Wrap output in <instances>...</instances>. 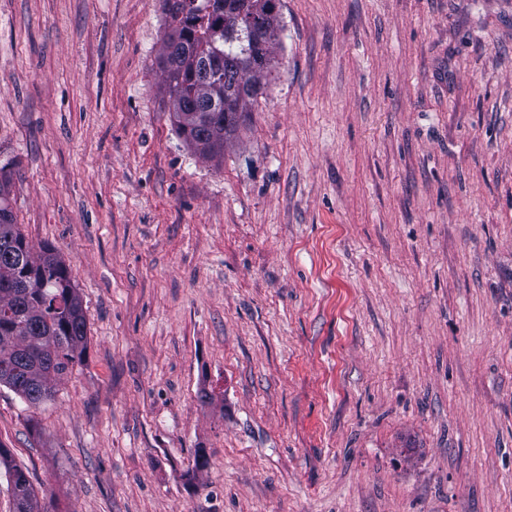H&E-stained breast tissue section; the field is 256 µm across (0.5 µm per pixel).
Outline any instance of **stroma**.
Returning a JSON list of instances; mask_svg holds the SVG:
<instances>
[{"label":"stroma","mask_w":512,"mask_h":512,"mask_svg":"<svg viewBox=\"0 0 512 512\" xmlns=\"http://www.w3.org/2000/svg\"><path fill=\"white\" fill-rule=\"evenodd\" d=\"M279 25L207 161L160 0H0V170L87 320L0 446L49 512H512V0Z\"/></svg>","instance_id":"35a3bbf8"}]
</instances>
